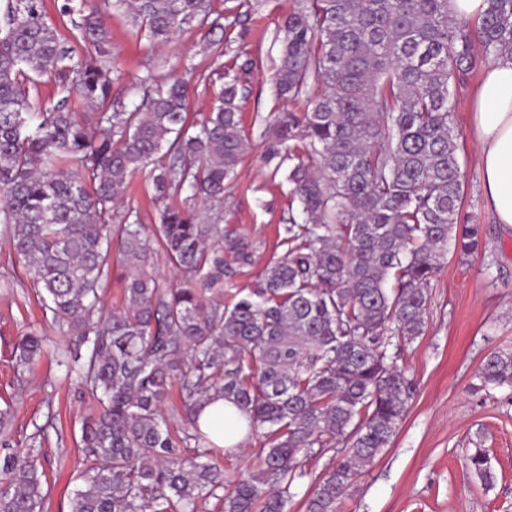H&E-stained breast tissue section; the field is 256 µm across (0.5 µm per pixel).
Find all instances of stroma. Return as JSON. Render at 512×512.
Instances as JSON below:
<instances>
[{
	"label": "stroma",
	"instance_id": "35a3bbf8",
	"mask_svg": "<svg viewBox=\"0 0 512 512\" xmlns=\"http://www.w3.org/2000/svg\"><path fill=\"white\" fill-rule=\"evenodd\" d=\"M294 5V0H266L252 11L244 0H213L230 42L219 58L208 46L205 29L191 27L167 44L150 46L136 37L125 15L115 11L108 17V64L121 74L113 95L122 105L139 102L138 82L145 76H179L192 66L203 75L193 81L188 102L196 122L212 105L219 73L241 70L246 93L240 107L250 150L236 178L224 186V225L254 247L251 265L231 278L239 289L257 287L266 265L286 251L281 238L291 212L289 186L284 175H273L262 133L264 117L285 106L273 83L281 58L273 33ZM482 76L475 70L459 88L451 125L465 182L458 221L481 225L495 263L486 271L480 260L452 257L435 275L426 332L401 353L415 381L404 420L392 443L356 477L336 512H512V388L472 391L485 355L512 344V234L502 231L486 208L471 134ZM31 331L49 336L55 349L17 367L13 348ZM67 343L0 232V408H12L13 447H25L35 435L44 440L39 450L47 488L42 512H70L77 477L87 465L79 447L81 426L96 408L55 353ZM477 437L495 474L489 487L464 460L465 448Z\"/></svg>",
	"mask_w": 512,
	"mask_h": 512
}]
</instances>
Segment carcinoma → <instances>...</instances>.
Here are the masks:
<instances>
[{
    "label": "carcinoma",
    "instance_id": "obj_1",
    "mask_svg": "<svg viewBox=\"0 0 512 512\" xmlns=\"http://www.w3.org/2000/svg\"><path fill=\"white\" fill-rule=\"evenodd\" d=\"M472 22L448 0H297L275 35L277 96L307 98L265 128L274 171L288 168L302 221L284 225L285 254L259 287L230 306L222 296L252 245L224 228V182L249 141L238 102L245 86L224 73L210 111L188 124V82L149 75L138 104L112 107L106 16L126 10L154 45L193 26L221 31L212 0H65L79 12L71 37L49 24L43 0L0 7V223L59 332L76 337L81 383L99 405L83 427L89 464L70 512H288L311 480L305 512H336L359 472L396 436L414 379L398 364L426 332L429 287L448 258L486 255L481 225L458 223L463 175L450 123L455 90L482 62L512 59V0H487ZM60 98L34 104L37 77ZM93 116L70 109L72 93ZM142 174L159 206L153 238L139 219L112 223V204ZM188 193V205L171 199ZM155 241L183 272L171 287L146 272ZM135 265L122 311L101 291L111 245ZM20 338L16 364L43 353ZM478 390L512 387V346L476 373ZM178 384L190 428L178 437L163 404ZM217 396L267 428L257 470L230 480L199 426ZM36 436L0 457V512H41L45 473ZM330 456L331 467L311 462ZM468 469L494 482L486 451Z\"/></svg>",
    "mask_w": 512,
    "mask_h": 512
}]
</instances>
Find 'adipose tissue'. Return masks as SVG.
Masks as SVG:
<instances>
[{"mask_svg":"<svg viewBox=\"0 0 512 512\" xmlns=\"http://www.w3.org/2000/svg\"><path fill=\"white\" fill-rule=\"evenodd\" d=\"M474 140L483 191L495 223L512 231V61L488 66L477 92ZM203 430L219 446L241 443L247 433V418L223 400L206 404L199 416Z\"/></svg>","mask_w":512,"mask_h":512,"instance_id":"adipose-tissue-1","label":"adipose tissue"}]
</instances>
